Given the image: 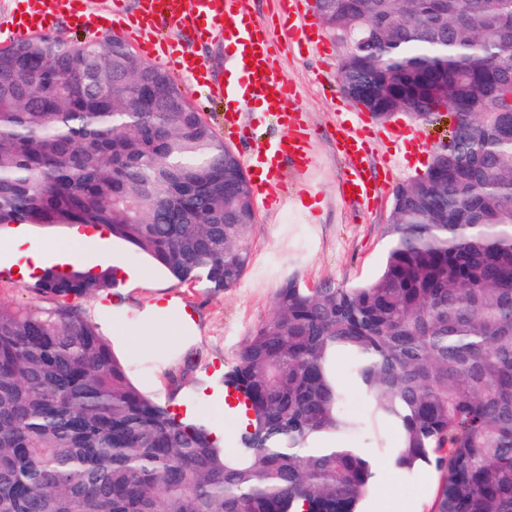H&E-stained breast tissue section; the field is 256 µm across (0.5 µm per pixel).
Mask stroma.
Masks as SVG:
<instances>
[{"label": "stroma", "instance_id": "stroma-1", "mask_svg": "<svg viewBox=\"0 0 512 512\" xmlns=\"http://www.w3.org/2000/svg\"><path fill=\"white\" fill-rule=\"evenodd\" d=\"M249 2L255 19L274 43V64L296 90L302 120L313 132V165L306 171L285 165L271 186L277 202L269 207L257 205L258 224L249 242L253 260L247 275L227 291H216L202 283L184 284L143 253L111 239L108 250L128 268L138 271V278L119 274L113 278V288L103 295L68 299L98 324L141 391L162 405L172 406L177 415L183 414L185 406H192L195 420L223 434L228 448L235 444L237 422L224 409V368L242 349L253 328L271 315L282 281L294 276L306 288L327 279L345 287L370 281L385 255L383 228L394 188L422 174L429 150L448 136L447 117L421 122L416 127L427 143V152L401 161L400 145L388 131L409 128L408 118L399 115L381 124L368 117L339 87L333 41L323 39L320 49L307 51L280 41L279 0ZM362 127L375 133L368 167L378 197L373 204L358 206L345 202L338 192L346 165L335 131ZM308 197L314 198L317 206L307 213L298 203ZM68 233L65 227L19 224L0 229V304L48 303L47 298L29 288L27 280L14 275V267L22 263L15 254V237L25 235L27 247L43 253L46 267L64 270L68 264L54 248ZM169 299L179 304L167 315L172 334L150 342L151 307ZM116 307L124 310V334L120 337L112 333V310ZM185 312L194 318L195 328L182 325ZM391 438V433L375 425H370L368 434L350 437L354 446L370 449L377 473L361 504L363 512H432L439 474L424 470L404 475L391 468L386 455L376 449L377 440Z\"/></svg>", "mask_w": 512, "mask_h": 512}]
</instances>
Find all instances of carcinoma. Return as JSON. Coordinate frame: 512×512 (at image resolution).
<instances>
[{"label": "carcinoma", "instance_id": "cac0c4a2", "mask_svg": "<svg viewBox=\"0 0 512 512\" xmlns=\"http://www.w3.org/2000/svg\"><path fill=\"white\" fill-rule=\"evenodd\" d=\"M343 93L373 118L456 117L393 190L369 282L304 288L224 371L246 422L221 448L142 393L71 306L0 304V512H358L374 478L349 390L434 512H512V0H321ZM106 228L180 282L235 287L257 217L238 156L128 44L25 37L0 53V228ZM105 275L47 270L46 297Z\"/></svg>", "mask_w": 512, "mask_h": 512}]
</instances>
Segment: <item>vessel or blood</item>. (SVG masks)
Instances as JSON below:
<instances>
[{
    "mask_svg": "<svg viewBox=\"0 0 512 512\" xmlns=\"http://www.w3.org/2000/svg\"><path fill=\"white\" fill-rule=\"evenodd\" d=\"M280 5L285 16L280 29L284 39L320 44L317 20L302 26L296 23L303 13L302 0H280ZM64 11L82 30L97 36L114 33L134 44L146 58L166 61L177 74L206 86L212 97L224 103L226 137H247L241 114L252 103H263L280 134L258 146L259 160L268 167L266 180L258 184L260 193H268L283 161L302 169L309 167L312 133L300 120L295 89L273 64L272 45L265 30L254 21L248 0H138L132 9L127 8L125 0H113L114 20L109 24L100 21L84 0H26L23 14L12 20V33L24 36L46 32ZM164 26L186 28L206 39L223 36L237 78L230 82L214 80L201 59L188 53L180 42L161 36ZM337 142L348 161L340 193L348 194L351 201L370 203L377 191L366 174V141L360 133L344 130L338 132Z\"/></svg>",
    "mask_w": 512,
    "mask_h": 512,
    "instance_id": "obj_1",
    "label": "vessel or blood"
}]
</instances>
